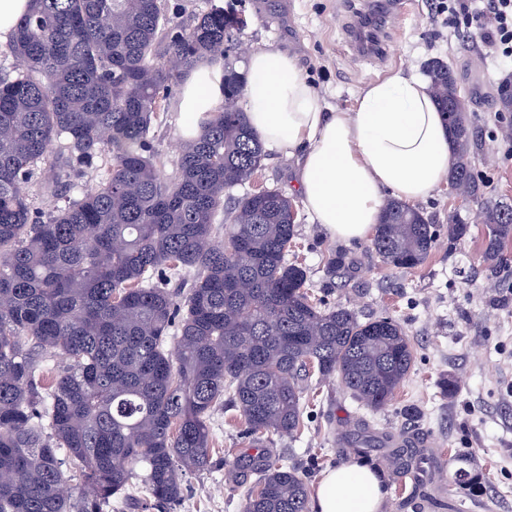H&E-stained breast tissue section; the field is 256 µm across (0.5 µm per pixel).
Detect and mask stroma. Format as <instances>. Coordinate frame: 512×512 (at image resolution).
Instances as JSON below:
<instances>
[{"instance_id": "1", "label": "stroma", "mask_w": 512, "mask_h": 512, "mask_svg": "<svg viewBox=\"0 0 512 512\" xmlns=\"http://www.w3.org/2000/svg\"><path fill=\"white\" fill-rule=\"evenodd\" d=\"M248 26L240 35L246 52L235 59L244 70L248 51L272 47L294 57L328 109H350L367 83L404 69L423 72L432 59L453 68L466 99L476 143L474 167L488 201L512 205V111L503 110L500 88L512 72L485 69L476 45L451 37L436 20L430 0H415L392 16L379 34L382 55L355 53L349 27L364 0H240ZM182 118L171 109L153 125L152 148L165 177L177 171ZM294 159L268 154L255 182L295 197ZM418 207L437 225L457 212L469 226L456 245L440 237L426 260L412 269L385 265L370 239L332 238L307 211L298 217L291 259L305 265L313 290L330 304L362 318L390 317L410 338L415 360L393 399L374 410L352 399L338 379L312 380L303 425L292 437L271 436L269 446L315 485L329 469L360 458L381 473L386 491L382 512H512V241L497 266L483 263L482 204L440 187ZM344 268L329 272L335 253ZM456 386L453 396L442 381ZM369 421L394 435H418L426 449L421 478L398 476L386 450L358 454L346 440ZM239 412L218 407L213 416L210 471L187 476L176 512H242L255 477L226 480L237 460L251 455L241 438ZM465 480H457V469Z\"/></svg>"}]
</instances>
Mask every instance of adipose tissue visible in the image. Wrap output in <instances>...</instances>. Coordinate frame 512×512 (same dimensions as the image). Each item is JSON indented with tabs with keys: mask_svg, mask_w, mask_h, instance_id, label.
Wrapping results in <instances>:
<instances>
[{
	"mask_svg": "<svg viewBox=\"0 0 512 512\" xmlns=\"http://www.w3.org/2000/svg\"><path fill=\"white\" fill-rule=\"evenodd\" d=\"M242 91L250 127L264 145L297 160L296 186L313 223L333 238H365L386 194L407 202L431 196L448 174L451 143L427 80L398 70L362 87L351 109L327 111L294 57L251 52ZM224 97V70L198 67L184 83L181 135H199ZM378 472L359 461L323 474L313 512H380Z\"/></svg>",
	"mask_w": 512,
	"mask_h": 512,
	"instance_id": "ef3b65f1",
	"label": "adipose tissue"
}]
</instances>
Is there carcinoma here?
<instances>
[{
  "mask_svg": "<svg viewBox=\"0 0 512 512\" xmlns=\"http://www.w3.org/2000/svg\"><path fill=\"white\" fill-rule=\"evenodd\" d=\"M245 25L214 0L190 23L165 0H33L18 22L0 67V512H108L136 480L173 512L185 476L212 467L224 402L258 443L298 433L315 373L377 410L411 369L399 322L362 320L308 291L309 270L288 260L295 199L266 188L224 210L265 159L239 105L246 73L230 61ZM203 63L224 64V99L181 143L168 179L151 125L175 102L178 74ZM427 74L454 142L449 180L474 198L465 98L448 64ZM91 172L97 184L79 190ZM37 182L63 205L39 210ZM482 221L494 265L512 240V205L484 206ZM468 231L448 214V242ZM439 236L423 211L391 198L372 249L410 269ZM185 274L179 302L169 286ZM53 357L65 365L49 380ZM391 440L368 427L350 437L359 451ZM240 466L256 475L243 512H309L295 465L259 452Z\"/></svg>",
  "mask_w": 512,
  "mask_h": 512,
  "instance_id": "cac0c4a2",
  "label": "carcinoma"
}]
</instances>
